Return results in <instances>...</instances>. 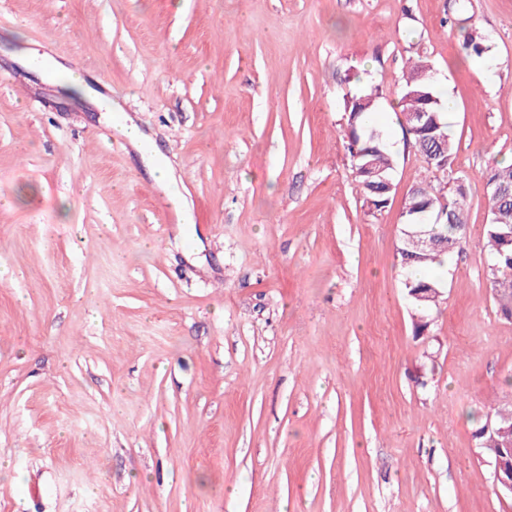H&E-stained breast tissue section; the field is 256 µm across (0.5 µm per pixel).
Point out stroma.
I'll return each mask as SVG.
<instances>
[{"instance_id":"1","label":"stroma","mask_w":512,"mask_h":512,"mask_svg":"<svg viewBox=\"0 0 512 512\" xmlns=\"http://www.w3.org/2000/svg\"><path fill=\"white\" fill-rule=\"evenodd\" d=\"M419 55L468 202L420 335L402 199L442 176L394 112ZM370 85L396 160L379 212L343 129ZM119 113L174 195L105 135ZM511 156L512 0H0V512H512L473 439L512 401L484 248ZM37 57L36 53L31 52L26 54L20 62L24 67L42 77H45L46 72H50L54 79L58 78L61 80V85L88 99L94 105L97 104L98 93L87 83L82 75L73 72L58 62H53L50 58H48L49 62L37 64ZM121 133L126 136L130 144H132L139 152H141V157L148 167L149 173L157 186L161 189L168 190V188L174 182L172 170L163 159L156 155V153H153L152 156L146 155L143 145L147 139L144 137L138 127L133 124L125 126L121 130Z\"/></svg>"}]
</instances>
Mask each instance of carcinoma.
<instances>
[{"label": "carcinoma", "mask_w": 512, "mask_h": 512, "mask_svg": "<svg viewBox=\"0 0 512 512\" xmlns=\"http://www.w3.org/2000/svg\"><path fill=\"white\" fill-rule=\"evenodd\" d=\"M463 48L467 55L483 63L492 59L491 45L481 35L466 36ZM435 98L429 105L428 124L416 132L409 133L410 143L423 159L429 158L430 147L441 153L446 162L448 180H454L453 164L456 147L450 135L448 113L443 111L441 95L436 87L433 65L419 56L410 61L409 71L404 76L398 105L400 111H414L422 106L419 93ZM382 91L377 86L360 89L344 99V120L348 129L347 151L355 178L364 202L371 211H380L388 206L392 191L386 190L380 178L393 180L395 171L393 154L387 147L385 136L374 121ZM487 184L492 192L489 208L498 205L508 209L507 220L512 221V165L498 166L488 173ZM407 204L422 212L428 211L429 224L425 226L435 240L432 249L422 251L407 238L401 239L398 248L401 263L406 269L427 268L438 258L461 248L466 241L467 219L466 193L462 185L436 186L425 181L407 192ZM508 228L502 224L487 222L485 240L488 249V276L491 290L505 298L512 297V243L506 242L504 234ZM407 293H416L429 288L441 289L439 281L427 277L408 276L404 281Z\"/></svg>", "instance_id": "cac0c4a2"}]
</instances>
